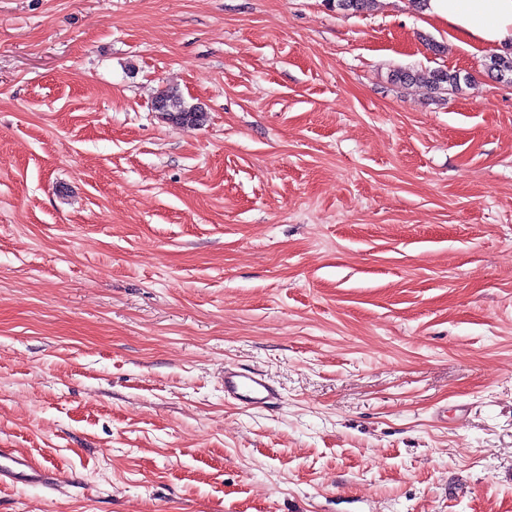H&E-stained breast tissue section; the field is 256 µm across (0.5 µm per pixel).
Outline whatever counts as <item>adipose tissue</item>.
Returning a JSON list of instances; mask_svg holds the SVG:
<instances>
[{"mask_svg":"<svg viewBox=\"0 0 512 512\" xmlns=\"http://www.w3.org/2000/svg\"><path fill=\"white\" fill-rule=\"evenodd\" d=\"M424 14L446 23L462 46L512 45V0H427Z\"/></svg>","mask_w":512,"mask_h":512,"instance_id":"ef3b65f1","label":"adipose tissue"}]
</instances>
